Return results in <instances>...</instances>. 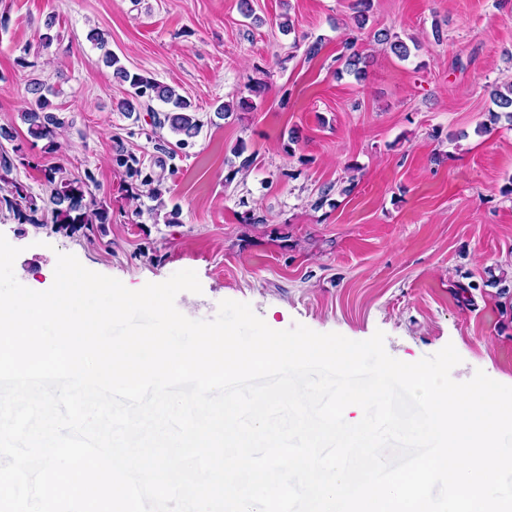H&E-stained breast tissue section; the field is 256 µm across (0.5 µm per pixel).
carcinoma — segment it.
<instances>
[{"mask_svg":"<svg viewBox=\"0 0 512 512\" xmlns=\"http://www.w3.org/2000/svg\"><path fill=\"white\" fill-rule=\"evenodd\" d=\"M369 8L370 0H355L352 9L357 29L362 30L367 25ZM374 39L379 44L389 46L390 51L401 60L408 59L412 51L420 50L417 42L409 45L388 30L375 32ZM104 60L113 69V77L129 87L130 97L118 103L121 111L135 110L134 101L140 98L156 99L168 105V110L162 112V116L156 117L158 127L166 126L172 133L180 136V145L198 136L202 128L201 121L191 111V103L173 87L129 71L109 51L104 53ZM338 62L341 68L337 69V73L352 74L358 81L365 79L367 55L357 48V40L352 39L345 43L344 53L338 58ZM27 93L32 96L29 106L22 112L27 132L32 139L45 140L52 147L58 130L68 125L65 119L53 113L52 104L47 98V95H53L55 91L35 80L28 84ZM489 96L497 110L489 111V122L479 127V131L484 133L491 131L492 125L503 116L512 122V81L493 85ZM44 180L50 190L47 197L32 196L14 182L10 193L0 196V207L12 212L21 224L45 227L50 220L54 230L71 234L83 229L92 231L96 224L111 223L109 207L92 195L84 179L68 173L62 166H54L44 170Z\"/></svg>","mask_w":512,"mask_h":512,"instance_id":"1","label":"carcinoma"}]
</instances>
